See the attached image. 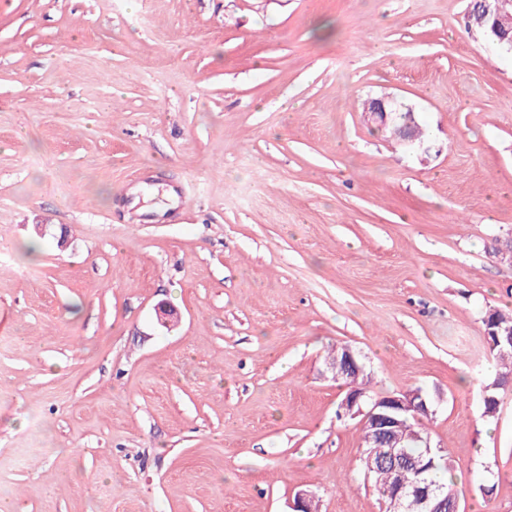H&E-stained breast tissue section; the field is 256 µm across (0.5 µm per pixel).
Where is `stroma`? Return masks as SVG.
I'll list each match as a JSON object with an SVG mask.
<instances>
[{
  "instance_id": "1",
  "label": "stroma",
  "mask_w": 512,
  "mask_h": 512,
  "mask_svg": "<svg viewBox=\"0 0 512 512\" xmlns=\"http://www.w3.org/2000/svg\"><path fill=\"white\" fill-rule=\"evenodd\" d=\"M469 4L0 0V504L382 512L346 346L433 400L464 512H512V57ZM397 111L390 102L382 98H376L368 102L364 112L369 122H376L381 126H386L392 112ZM408 111H399L396 115V120L399 124L401 125H397L394 127V134H395V138H397L399 141L405 143V144H408V145H413L417 142V138H419V136H416L415 134V125H417V127L420 129L419 125L417 124V120H416V113L413 111L412 108H407ZM408 112V118L407 120L404 122L405 120V117H407V113ZM403 123V124H402ZM421 131V129H420ZM494 329V326L489 327L485 336V341L488 349L495 356L496 362L499 366V371L496 376L485 381L482 384V401H483V414L486 417H494L498 406V395L499 390L502 389L496 385L498 378H505L507 382L512 381V326L505 328ZM490 335V336H489ZM496 336L502 338V336H508L507 340L510 345H504V343H498ZM339 364H342L347 371L344 367L338 366ZM331 368L334 372L335 380L337 376L338 380H342L344 384H355L356 391L363 393L365 396H372L370 390L366 387V382H364L365 373L359 376L363 372V366L358 362L355 353L349 347H343L338 351ZM347 372H349L350 375ZM350 376L353 378H350ZM366 392L369 395H367Z\"/></svg>"
}]
</instances>
